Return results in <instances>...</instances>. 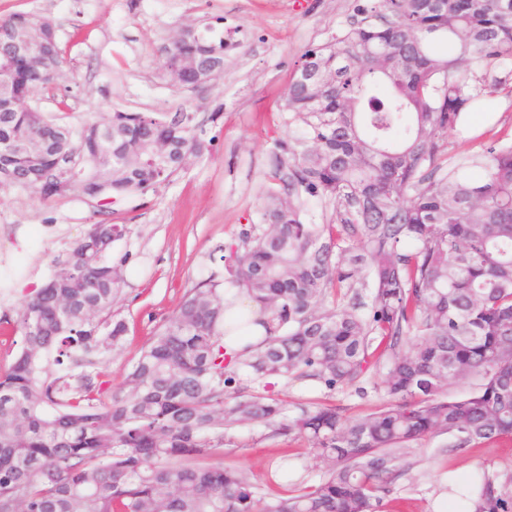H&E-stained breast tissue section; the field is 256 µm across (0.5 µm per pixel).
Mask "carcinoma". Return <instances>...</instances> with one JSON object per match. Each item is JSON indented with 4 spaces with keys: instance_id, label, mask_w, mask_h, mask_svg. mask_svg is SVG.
<instances>
[{
    "instance_id": "1",
    "label": "carcinoma",
    "mask_w": 512,
    "mask_h": 512,
    "mask_svg": "<svg viewBox=\"0 0 512 512\" xmlns=\"http://www.w3.org/2000/svg\"><path fill=\"white\" fill-rule=\"evenodd\" d=\"M30 13L0 18L24 28ZM240 47L210 25L158 61L179 87ZM512 61V0H363L301 56L280 111L260 223L224 248L221 282L188 289L118 391L103 366L128 332L112 308L126 233L114 205L145 195L206 149L193 112H98L78 129L0 111V145L27 140L15 185L42 203L79 192L101 219L21 305V346L0 374V512H389L394 461L428 436L448 451L512 440V141L448 169L447 138L498 92L472 67ZM18 97L56 79L33 51L0 44V86ZM69 137L61 140V129ZM370 304L348 302L356 287ZM259 306L234 309L231 291ZM265 338L224 347V320ZM381 375L386 401L348 419L328 399L288 410L276 387L327 395ZM260 424L304 437L319 480L272 502L224 465V430ZM467 512H512L481 469Z\"/></svg>"
}]
</instances>
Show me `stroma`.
I'll list each match as a JSON object with an SVG mask.
<instances>
[{"label":"stroma","instance_id":"1","mask_svg":"<svg viewBox=\"0 0 512 512\" xmlns=\"http://www.w3.org/2000/svg\"><path fill=\"white\" fill-rule=\"evenodd\" d=\"M356 0H0V17L38 13L56 25L64 75L56 87L35 93L43 112L81 125L95 113L193 112L206 142L202 157L157 191L134 194L115 206L113 222L126 225L112 257L123 279L115 308L128 333L104 372L122 382L153 327L170 315L184 292L222 280L220 250L245 225L256 223L266 190L273 140L288 126L279 110L301 54L331 40ZM220 17L243 46L224 65L223 77L202 90L175 88L157 60L178 29ZM512 140V79L485 112L467 115L448 136L452 156H482L494 141ZM97 220L81 194L48 204L25 192L0 188V224L16 227L0 260V372L20 346L17 326L25 288L46 280L52 261ZM447 437L414 443L397 466L403 475L388 498L399 512H455L458 482L483 468L512 477V443L448 453ZM224 462L253 475L265 500L281 495L280 467L289 463L311 484L322 467L305 439L269 436L244 426L224 437Z\"/></svg>","mask_w":512,"mask_h":512}]
</instances>
